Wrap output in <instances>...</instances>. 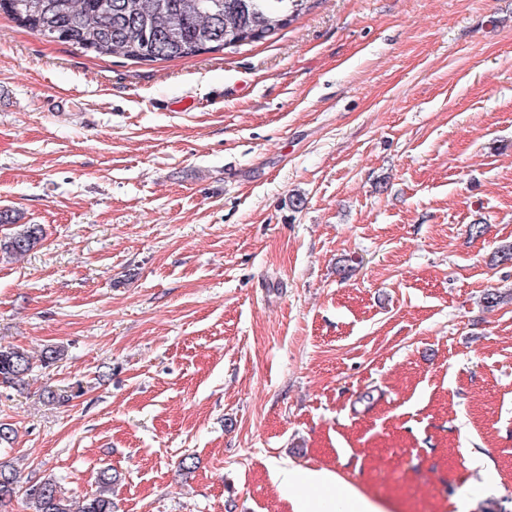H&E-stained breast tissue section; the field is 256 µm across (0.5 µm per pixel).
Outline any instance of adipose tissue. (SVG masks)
Masks as SVG:
<instances>
[{"mask_svg": "<svg viewBox=\"0 0 512 512\" xmlns=\"http://www.w3.org/2000/svg\"><path fill=\"white\" fill-rule=\"evenodd\" d=\"M283 492L294 503L295 512H378L375 505L357 489H350L342 500L331 492L334 473L325 470L288 468L279 473Z\"/></svg>", "mask_w": 512, "mask_h": 512, "instance_id": "adipose-tissue-1", "label": "adipose tissue"}]
</instances>
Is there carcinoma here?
<instances>
[{
    "mask_svg": "<svg viewBox=\"0 0 512 512\" xmlns=\"http://www.w3.org/2000/svg\"><path fill=\"white\" fill-rule=\"evenodd\" d=\"M318 0H0V11L43 36L98 56L136 63L167 61L224 50L269 38ZM0 255L20 258L43 245L39 224H22L0 209ZM33 358L24 349L0 346V386L25 384ZM114 477L101 471L96 493L76 500L46 479L25 489L34 512H113ZM15 469L0 462V504L17 493Z\"/></svg>",
    "mask_w": 512,
    "mask_h": 512,
    "instance_id": "carcinoma-1",
    "label": "carcinoma"
}]
</instances>
